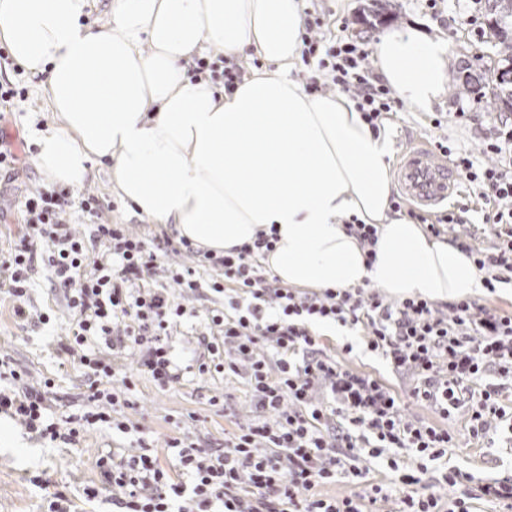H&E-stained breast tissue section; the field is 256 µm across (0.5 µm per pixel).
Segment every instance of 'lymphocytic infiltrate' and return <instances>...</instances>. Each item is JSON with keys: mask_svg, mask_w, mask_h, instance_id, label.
I'll list each match as a JSON object with an SVG mask.
<instances>
[{"mask_svg": "<svg viewBox=\"0 0 512 512\" xmlns=\"http://www.w3.org/2000/svg\"><path fill=\"white\" fill-rule=\"evenodd\" d=\"M321 18L307 21L301 60L310 67L308 92L334 85L351 93L373 133L400 107L375 74L364 43L326 36ZM459 174L492 200L484 214L496 244L486 249L460 242L483 273L488 292L512 285V130L484 140L479 152L440 144ZM27 233L0 257V280L14 298L13 316L30 318L25 299L36 267L63 286L74 321L54 336L57 353L78 356L88 375L82 414L56 419L48 385L31 382L14 367L0 371V413L10 415L39 439L68 444L100 427L134 431L127 393L140 375L159 386L179 382L182 368L170 345L171 330L186 308L170 298L174 288L223 295V309L207 312L210 336L195 360L201 375L245 380L254 419L223 447L202 448L184 438L166 440V455L147 443L134 454L100 452L99 483L86 486V500L109 493L116 512H368L378 500L398 495L400 512H472L475 495L512 501V481L472 490L470 478L450 468L430 490L429 463L456 447L457 436L437 425L406 418L395 391L381 379L350 369L328 354L314 326L319 322L362 329L369 351L395 373L410 374L414 400L441 418L468 411L467 431L482 437L491 418H504L499 397L512 385V314L479 308L469 300L445 306L423 298L386 300L364 287L307 292L283 285L261 263L274 236L258 232L253 244L219 256L187 239L146 240L126 225L101 221L94 194L73 195L55 186L31 190L23 202ZM43 238L35 255L30 240ZM186 254L217 276L203 283L190 266L171 269L169 282L148 286L166 253ZM135 358L125 367V355ZM401 450L418 458L417 469L390 462L388 484H371L361 456ZM358 485L342 497L317 494L318 486Z\"/></svg>", "mask_w": 512, "mask_h": 512, "instance_id": "f902f5d3", "label": "lymphocytic infiltrate"}]
</instances>
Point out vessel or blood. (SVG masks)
<instances>
[{"label": "vessel or blood", "mask_w": 512, "mask_h": 512, "mask_svg": "<svg viewBox=\"0 0 512 512\" xmlns=\"http://www.w3.org/2000/svg\"><path fill=\"white\" fill-rule=\"evenodd\" d=\"M396 179L403 195L423 206L448 201L460 177L446 159L430 149H406L396 165Z\"/></svg>", "instance_id": "b4317fda"}]
</instances>
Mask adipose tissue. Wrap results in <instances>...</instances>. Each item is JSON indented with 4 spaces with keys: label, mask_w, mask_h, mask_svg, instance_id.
Segmentation results:
<instances>
[{
    "label": "adipose tissue",
    "mask_w": 512,
    "mask_h": 512,
    "mask_svg": "<svg viewBox=\"0 0 512 512\" xmlns=\"http://www.w3.org/2000/svg\"><path fill=\"white\" fill-rule=\"evenodd\" d=\"M90 0H0V40L44 77L60 129L34 161L76 189L110 161L124 205L217 255L279 240L264 264L283 284L460 300L482 286L471 257L392 215L391 144L344 93H307L292 77L302 0H111L112 22L84 24ZM449 45L407 25L382 31L374 69L414 111L442 103ZM258 58L234 90L195 59ZM379 225L373 264L344 219Z\"/></svg>",
    "instance_id": "adipose-tissue-1"
}]
</instances>
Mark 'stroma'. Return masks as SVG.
Instances as JSON below:
<instances>
[{
	"mask_svg": "<svg viewBox=\"0 0 512 512\" xmlns=\"http://www.w3.org/2000/svg\"><path fill=\"white\" fill-rule=\"evenodd\" d=\"M326 22L333 34L345 35L375 45L377 34L390 26H418L431 35L441 36L450 46L449 68H462L473 63L475 56L493 61L495 49L488 32H477L467 22L469 15L487 21L484 0H440L437 11L426 8L423 0H321ZM53 116L40 91L39 79H31L26 102L0 122V134L12 144L34 142L38 127H50ZM512 126V109L491 95H448L443 105L431 112H415L411 108L389 115L385 129L389 132L393 152L409 145L436 147L438 141L469 150L497 130ZM45 176L36 167L32 154L22 153L21 162L10 182L7 203L0 208V253L11 250L24 231L18 202L36 186L45 184ZM85 185L99 200L104 220L127 224L145 237L163 235L162 225L129 210L113 193L111 164H95ZM34 310L51 314V327H21L13 317V300L0 289V360L27 371L34 380L51 378L58 397L56 411L68 416L81 413L85 405L87 376L79 361H60L49 347L48 331L64 332L72 321L61 292L52 289L45 270H37L30 292ZM321 342L332 353H340L344 344H353L348 364L356 371L380 378L401 398L409 417L430 424H444L458 436V445L448 451V463L469 473L473 485L493 479H512V439L507 438L500 423H492L484 438L469 437L463 412H455L441 420L433 410L417 404L411 397L408 380L393 374L385 361L365 350L360 337L349 328L323 324L318 328ZM175 351L187 369L180 383L162 388L149 377H139L132 389L138 403L137 418L155 446L166 439L187 435L202 446H219L225 437L235 433L252 416L247 388L242 380L220 375H195L190 364L201 349L196 336L176 335ZM222 403L210 405L212 396ZM195 414L196 422H187V414ZM112 433L93 430L80 444H45L31 439L10 418L0 419V512H44L46 492L34 486L33 476L49 477L51 488L63 492L76 512H112L109 496L89 502L83 497L85 485L97 482L95 466L99 451L111 448Z\"/></svg>",
	"mask_w": 512,
	"mask_h": 512,
	"instance_id": "stroma-1",
	"label": "stroma"
}]
</instances>
